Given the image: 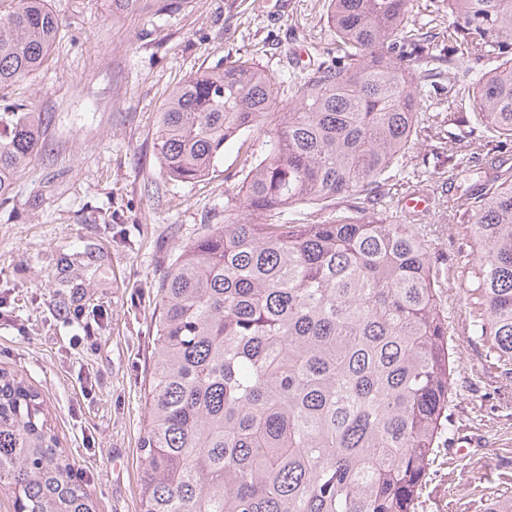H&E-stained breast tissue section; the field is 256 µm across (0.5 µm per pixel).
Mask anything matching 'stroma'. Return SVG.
I'll return each instance as SVG.
<instances>
[{
	"label": "stroma",
	"instance_id": "1",
	"mask_svg": "<svg viewBox=\"0 0 512 512\" xmlns=\"http://www.w3.org/2000/svg\"><path fill=\"white\" fill-rule=\"evenodd\" d=\"M61 27L43 69L8 101L47 113L33 166L0 201V369L22 378L97 512H140V436L157 285L174 250L223 223L244 156L225 146L196 183L162 176L153 135L169 89L205 66L246 56L282 79L312 69L326 43L327 0H181L159 12L140 0H49ZM428 135L409 168L426 174L421 223L448 269L442 301L456 329L455 416L485 445L466 457L440 449L418 512H480L512 488V374L487 369L467 332L469 298L457 267L471 252L446 183L447 157Z\"/></svg>",
	"mask_w": 512,
	"mask_h": 512
}]
</instances>
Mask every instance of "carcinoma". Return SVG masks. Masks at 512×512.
I'll return each mask as SVG.
<instances>
[{
    "instance_id": "cac0c4a2",
    "label": "carcinoma",
    "mask_w": 512,
    "mask_h": 512,
    "mask_svg": "<svg viewBox=\"0 0 512 512\" xmlns=\"http://www.w3.org/2000/svg\"><path fill=\"white\" fill-rule=\"evenodd\" d=\"M327 59L275 82L240 57L175 86L154 148L193 183L227 143L275 118L230 214L181 244L157 291L140 512H417L454 419L455 351L426 225L394 186L429 122L512 144V0H328ZM0 92L41 69L60 23L48 0H0ZM467 93L457 92L459 83ZM48 120L0 95V200ZM459 193L476 257L459 267L469 332L512 370V167L465 153ZM19 512H95L37 392L0 371V489ZM483 512H512V495Z\"/></svg>"
}]
</instances>
